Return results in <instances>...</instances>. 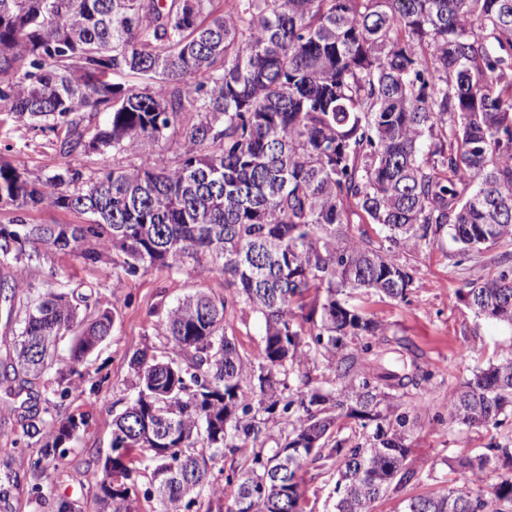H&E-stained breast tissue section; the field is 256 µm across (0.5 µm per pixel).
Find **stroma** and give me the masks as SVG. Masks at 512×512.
Instances as JSON below:
<instances>
[{"instance_id": "obj_1", "label": "stroma", "mask_w": 512, "mask_h": 512, "mask_svg": "<svg viewBox=\"0 0 512 512\" xmlns=\"http://www.w3.org/2000/svg\"><path fill=\"white\" fill-rule=\"evenodd\" d=\"M51 141V136L28 126L0 122V157L23 159L35 175L43 176L66 165L96 170L112 164L108 154L60 155ZM502 252V247L497 245L476 255H466L444 236L432 247L401 254V261L420 270V280L407 301H392L366 292L352 298L362 312L381 321L397 335L410 338L437 370L436 388L428 398L431 416L407 432L412 450L409 464L415 476L406 484L391 487L376 502L373 512H402L409 498L460 478L455 458L486 453L491 444L512 437V417L490 431L467 429L449 419L447 407L449 392L474 369L487 366L500 353L512 349V326L477 316L457 296L465 281L495 272ZM42 264L54 268L69 288L93 289L101 304L116 308L107 340L83 361L81 392L57 405L61 416L82 414L87 423L76 434L74 453L44 480L53 495L76 501L80 512H101L95 484L111 452L112 421L133 396L128 359L146 343L152 344L159 354L167 349L164 337L145 334L151 310L176 304L199 290L222 293V280L216 275L186 280L155 267L135 277L103 281L96 268L64 253L48 255ZM79 463L88 466L81 477L75 471ZM301 476L305 512H333L332 473L310 464L304 467Z\"/></svg>"}]
</instances>
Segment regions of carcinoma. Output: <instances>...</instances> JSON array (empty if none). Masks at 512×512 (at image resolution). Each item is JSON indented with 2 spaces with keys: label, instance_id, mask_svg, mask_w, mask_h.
<instances>
[{
  "label": "carcinoma",
  "instance_id": "carcinoma-1",
  "mask_svg": "<svg viewBox=\"0 0 512 512\" xmlns=\"http://www.w3.org/2000/svg\"><path fill=\"white\" fill-rule=\"evenodd\" d=\"M124 75L142 82L113 81ZM0 112L54 134L61 155L112 153L110 169L36 179L0 160V207L14 212L0 224V299L18 325L0 387L20 400L11 410L36 447L22 470L0 464V512H13L22 483L39 506L77 512L42 478L86 420L52 413L37 386L76 392L78 366L114 324L92 292L19 295L49 252L105 281L154 266L223 278L221 295L152 312L148 332L170 355L146 343L130 357L134 397L103 465L121 481H97L110 512H132L140 495L191 512L203 488L224 493L213 461L247 449L225 477L236 486L228 512H302L310 463L336 471V512H371L413 478L401 408L433 391L435 371L346 297L406 300L419 270L399 252L443 234L464 254L512 245V0H0ZM145 141L174 143V159L123 164ZM46 207L84 223L27 221ZM458 296L512 325V251ZM242 306L264 322L255 355L230 333ZM309 364L339 384L312 385ZM448 415L486 429L512 416V349L448 393ZM343 420L355 427L342 438ZM490 450L456 464L502 460L495 483L467 476L403 512H512V443Z\"/></svg>",
  "mask_w": 512,
  "mask_h": 512
}]
</instances>
